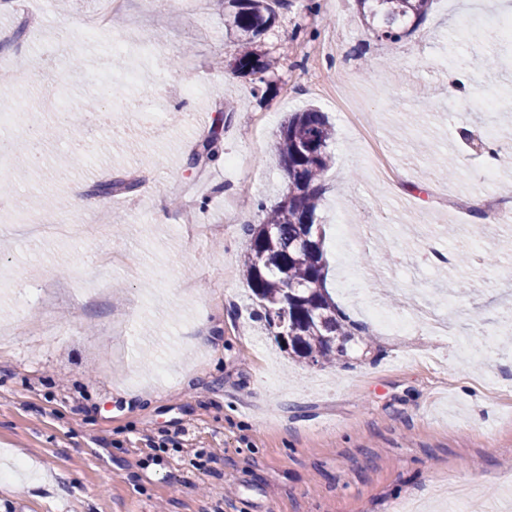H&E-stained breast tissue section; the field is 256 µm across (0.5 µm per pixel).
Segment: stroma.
Listing matches in <instances>:
<instances>
[{"label":"stroma","instance_id":"1","mask_svg":"<svg viewBox=\"0 0 512 512\" xmlns=\"http://www.w3.org/2000/svg\"><path fill=\"white\" fill-rule=\"evenodd\" d=\"M25 5L0 10L8 137L23 141L39 103V84L18 91L15 73L47 60L78 114L97 95L95 68L110 71L112 124L48 138L51 157L86 154L79 170H0V329L13 330L0 341V469L12 473L0 512H389L408 498L450 512L432 493L448 477L471 487L466 512L492 500L512 512V349L500 343L512 229L488 219L512 208V111L485 108L512 96V40L495 23L512 0H433L398 43L367 30L356 0H284L261 38L275 60L264 99L220 66L233 52L223 0H123L93 39L84 25L100 0ZM475 20L484 37L460 39ZM113 40L122 54L103 56ZM448 54L457 69L442 67ZM311 105L336 129L318 221L337 305L359 322L366 302L404 313L392 293L455 306L478 356L446 336L373 326L351 368H322L281 352L252 319L244 227L282 194L279 128ZM218 124L221 158L184 168ZM118 178L139 192L105 197L89 220L72 208ZM49 196L81 236L14 234L17 214L42 220ZM161 207L171 223L156 222ZM115 250L121 263L106 262Z\"/></svg>","mask_w":512,"mask_h":512}]
</instances>
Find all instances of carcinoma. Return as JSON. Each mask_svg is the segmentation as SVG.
<instances>
[{
  "mask_svg": "<svg viewBox=\"0 0 512 512\" xmlns=\"http://www.w3.org/2000/svg\"><path fill=\"white\" fill-rule=\"evenodd\" d=\"M367 29L397 43L417 30L433 0H357ZM281 0H227L228 26L235 33L236 53L228 63L238 74L254 77L255 92L269 91L273 59L258 49L257 39L271 29ZM334 128L325 113L310 108L294 112L281 124L275 163L288 173L280 200L265 221L247 227L248 245L242 271L258 302L255 315L288 354L312 365L337 367L348 356L364 328L349 319L326 287L322 225L316 212L323 178L332 162ZM219 138L204 140L203 151L187 159L193 169L203 155L215 154ZM136 180L98 183L92 193L107 196L138 190Z\"/></svg>",
  "mask_w": 512,
  "mask_h": 512,
  "instance_id": "1",
  "label": "carcinoma"
}]
</instances>
